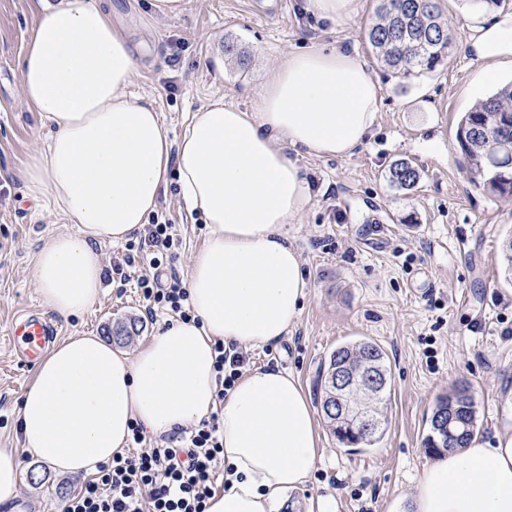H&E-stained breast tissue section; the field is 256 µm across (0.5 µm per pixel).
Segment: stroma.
<instances>
[{
  "label": "stroma",
  "mask_w": 512,
  "mask_h": 512,
  "mask_svg": "<svg viewBox=\"0 0 512 512\" xmlns=\"http://www.w3.org/2000/svg\"><path fill=\"white\" fill-rule=\"evenodd\" d=\"M32 3L0 0V448L14 449L21 446L19 398L34 369L13 356L9 328L20 312H45L32 278L35 257L50 236L68 229L51 199L26 196L20 177L48 134L21 92L19 62L38 20ZM110 3L136 59L129 91L154 104L173 140L213 98L251 109L283 55L302 45L357 51L378 78L382 108L354 155L297 158L313 199L287 229L310 288L291 333L249 354L251 367L290 372L312 395L333 350L375 342L390 372L388 426L360 452L342 448L320 426L322 457L307 483L289 492V512H317L318 498L328 495L338 512H387L397 495L414 491L429 460L422 440L432 408L460 382L475 399L479 443L495 442L512 421L504 404L512 393V279L503 262L512 196L469 181L456 128L463 112L512 83L511 64L502 66L497 84L482 82L464 50L472 18L511 13L512 0L480 11L464 0H439L452 41L448 63L409 78L386 69L367 40L379 0H357L354 16L336 22L304 13L303 0H189L176 17L156 12L152 0ZM228 42L237 56L225 57ZM400 160L420 172L413 189L390 181ZM158 211L181 241L168 269L186 278L206 228L184 205L176 169L168 171ZM143 273L130 269L123 286L104 279L85 315L59 319L61 336L105 339L113 325L133 319L140 332L123 350L134 354L165 319L145 311L135 284ZM22 463L20 496L0 512H57L82 481L27 456Z\"/></svg>",
  "instance_id": "stroma-1"
}]
</instances>
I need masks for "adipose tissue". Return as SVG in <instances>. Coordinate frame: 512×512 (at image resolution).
Returning a JSON list of instances; mask_svg holds the SVG:
<instances>
[{
    "mask_svg": "<svg viewBox=\"0 0 512 512\" xmlns=\"http://www.w3.org/2000/svg\"><path fill=\"white\" fill-rule=\"evenodd\" d=\"M35 8L21 85L49 136L21 179L28 197H51L70 225L33 265L44 305L64 317L93 305L99 246L140 233L169 167L207 234L187 277L194 320H171L132 356L76 333L42 358L18 405L23 450L0 448V504L19 494L20 453L89 474L125 453L133 424L159 437L215 412L232 473L207 512H281L322 455L315 408L296 377L261 367L217 402L213 345L263 347L297 323L309 283L284 227L312 195L296 157L346 158L363 146L381 108L379 83L355 52L293 50L252 111L213 99L173 142L155 106L129 94L136 60L102 0H35ZM467 51L494 79L496 63L512 62V13L478 27ZM388 512H512V434L439 455Z\"/></svg>",
    "mask_w": 512,
    "mask_h": 512,
    "instance_id": "1",
    "label": "adipose tissue"
}]
</instances>
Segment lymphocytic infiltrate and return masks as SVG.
<instances>
[{
    "label": "lymphocytic infiltrate",
    "mask_w": 512,
    "mask_h": 512,
    "mask_svg": "<svg viewBox=\"0 0 512 512\" xmlns=\"http://www.w3.org/2000/svg\"><path fill=\"white\" fill-rule=\"evenodd\" d=\"M177 244L172 224L150 223L138 241L128 244L124 266L141 261L160 268ZM124 266L115 267V274H122ZM137 288L148 312L161 308L181 320L193 319L187 288L177 276L165 281L144 276ZM214 351L217 396L222 399L250 356L233 343H215ZM143 442L142 427L133 425L130 452L98 465L96 473L64 497L61 512H206L224 457L218 415L193 430L175 431L167 446L147 448Z\"/></svg>",
    "instance_id": "lymphocytic-infiltrate-1"
}]
</instances>
